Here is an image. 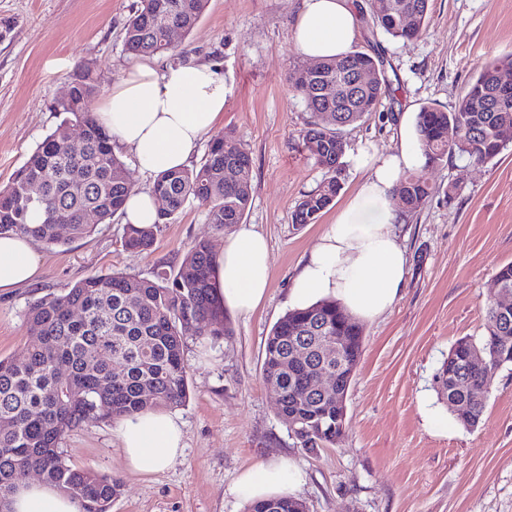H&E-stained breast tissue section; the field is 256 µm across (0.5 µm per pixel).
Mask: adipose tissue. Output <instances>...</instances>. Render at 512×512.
I'll return each mask as SVG.
<instances>
[{
	"label": "adipose tissue",
	"mask_w": 512,
	"mask_h": 512,
	"mask_svg": "<svg viewBox=\"0 0 512 512\" xmlns=\"http://www.w3.org/2000/svg\"><path fill=\"white\" fill-rule=\"evenodd\" d=\"M360 28L355 0H302L293 27L296 52L319 60L352 51ZM224 76L196 62L135 65L102 98L99 121L120 147L137 159L144 176L188 166L199 141L224 112ZM425 161L416 131L399 126L391 153L359 156L370 174L337 213L336 220L309 252L288 290V304L305 309L332 299L352 317L374 322L396 305L409 265L398 227L404 217L390 199L404 171ZM270 249L263 234L248 224L227 236L215 254L212 276L227 310L248 315L270 288ZM40 273L33 240L0 237V290L30 284ZM114 431L128 466L150 475L182 454L184 435L175 414L143 411L119 419ZM303 483L298 466L280 459L253 466L238 477L229 495L253 502L295 494ZM10 512H79L77 503L41 482L24 481L10 498Z\"/></svg>",
	"instance_id": "adipose-tissue-1"
}]
</instances>
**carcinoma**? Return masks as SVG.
Segmentation results:
<instances>
[{"instance_id":"obj_1","label":"carcinoma","mask_w":512,"mask_h":512,"mask_svg":"<svg viewBox=\"0 0 512 512\" xmlns=\"http://www.w3.org/2000/svg\"><path fill=\"white\" fill-rule=\"evenodd\" d=\"M410 23L381 11L371 2L373 25L383 34L409 40L427 27L431 0H400ZM208 0H139L124 28L125 51L134 57L171 56L163 26L189 34L206 11ZM313 73L303 62L288 75L291 91L311 114L301 131L304 149L325 170L320 184L298 203L296 224H313L331 206L341 186L336 164L345 154L343 131L375 111L396 92L385 75L384 60L365 52L319 63ZM378 69L379 79L356 97L322 95L325 82L348 80L358 69ZM512 74V55L486 65L471 81L451 111L425 106L417 114L416 130L426 160L458 156L486 162L512 143L511 112H470L468 105L490 98L496 77ZM98 93L91 64L68 84V95L57 102L64 118L29 153L25 163L0 187V235L31 237L48 247L66 245L91 235L94 214L110 224L124 214L133 186L125 178L124 162L114 153L112 135L91 108ZM84 128L79 152L69 130ZM250 151L230 132L209 145L204 161L192 168L158 175L152 192L165 201L155 224L124 225L121 245L148 252L162 224L175 219L192 201L207 209L218 228L243 221L252 200ZM433 189L420 176L404 174L396 188L404 211H417ZM213 253L198 241L177 266L159 265L150 279L125 273L94 274L60 294L50 293L24 311L29 336L26 356L0 358V497L9 499L17 483L31 472L77 500L80 512H112L121 482L92 468L66 463L60 444L86 418L102 414L112 419L147 409L174 408L189 398L186 339L209 328L214 342L231 332L226 309L211 286ZM498 304L484 307V333L456 341L448 358L458 362L460 377L437 386L448 402L465 406L466 428H475L486 409L497 372L512 359V311L495 322ZM347 337L345 357L357 362L362 353V328L334 301L305 310H289L265 339L263 378L278 394V416L301 448L313 452L336 444L342 423L336 419V388L317 391L311 379L320 364L318 343L328 336ZM298 343L305 362L289 361V345ZM475 353L483 364H469ZM247 512H304L294 496L251 503Z\"/></svg>"}]
</instances>
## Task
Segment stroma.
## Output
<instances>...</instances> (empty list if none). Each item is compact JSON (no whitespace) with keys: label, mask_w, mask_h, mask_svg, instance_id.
<instances>
[{"label":"stroma","mask_w":512,"mask_h":512,"mask_svg":"<svg viewBox=\"0 0 512 512\" xmlns=\"http://www.w3.org/2000/svg\"><path fill=\"white\" fill-rule=\"evenodd\" d=\"M137 2L0 0V185L60 123L56 101L85 63H94L103 95L136 65L123 33ZM358 3L354 48L381 55L399 89L345 130L341 190L312 224L292 220L324 177L298 146L308 113L286 80L298 59L293 19L301 0H209L176 50V62L213 64L224 75V115L191 163L200 165L211 138L228 130L250 150L253 193L244 221L269 243L271 287L252 314H230L231 333L221 343L187 339L190 398L177 409L185 449L169 468L148 476L131 470L109 418L90 417L62 441L68 464L121 480L112 512H246L227 487L244 470L280 457L301 469L298 495L308 512H512V365L497 373L474 429L458 422L433 387L454 343L481 336L495 274L512 262V146L486 163L453 157L420 169L436 192L402 227L409 268L401 298L363 326L335 445L300 448L263 382L264 342L288 310L301 259L366 177L358 155L392 152L402 112L452 110L484 66L512 54V0H433L426 31L412 40L376 30L367 0ZM123 227L119 216L61 247L36 243L40 277L0 291V357L25 355L23 313L34 299L94 273L151 277L157 264L178 263L197 241L219 249L234 230L217 229L195 203L161 225L150 252L124 250ZM431 415L447 421V430L430 426Z\"/></svg>","instance_id":"1"}]
</instances>
